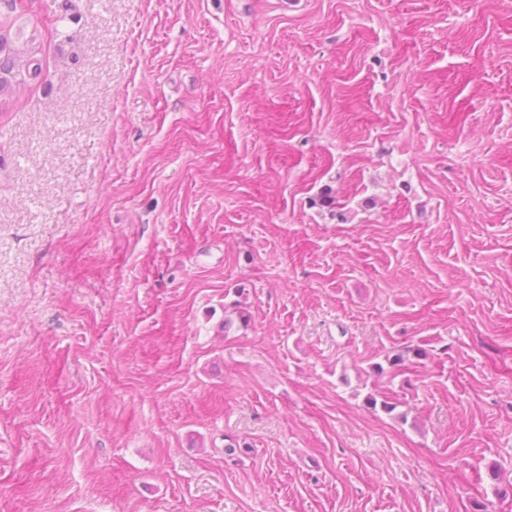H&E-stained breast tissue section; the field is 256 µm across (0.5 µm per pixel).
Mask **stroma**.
<instances>
[{
  "mask_svg": "<svg viewBox=\"0 0 512 512\" xmlns=\"http://www.w3.org/2000/svg\"><path fill=\"white\" fill-rule=\"evenodd\" d=\"M62 1L0 0V512H512V0ZM41 49L36 45V36L32 34L22 44H15L9 31L0 27V106L3 97H12L20 81L25 76L42 71L41 60L38 58Z\"/></svg>",
  "mask_w": 512,
  "mask_h": 512,
  "instance_id": "stroma-1",
  "label": "stroma"
}]
</instances>
